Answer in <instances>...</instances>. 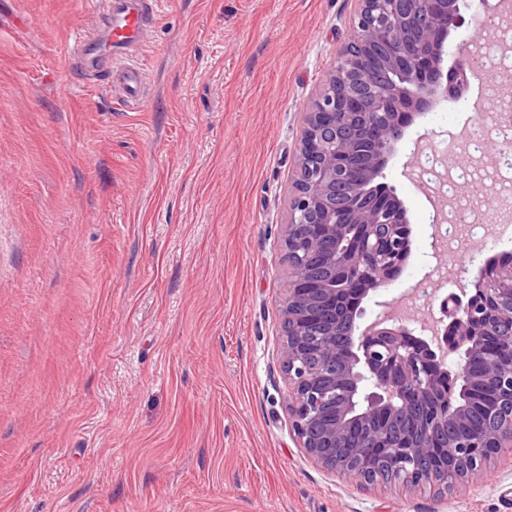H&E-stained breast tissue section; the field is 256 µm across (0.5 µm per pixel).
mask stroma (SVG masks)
Masks as SVG:
<instances>
[{
	"instance_id": "stroma-1",
	"label": "stroma",
	"mask_w": 512,
	"mask_h": 512,
	"mask_svg": "<svg viewBox=\"0 0 512 512\" xmlns=\"http://www.w3.org/2000/svg\"><path fill=\"white\" fill-rule=\"evenodd\" d=\"M90 0H0V512H512V471L359 485L299 448L281 373L304 112L354 0H160L136 105L69 64ZM468 106L407 131L454 144ZM385 171L411 255L364 299L452 291L431 205Z\"/></svg>"
}]
</instances>
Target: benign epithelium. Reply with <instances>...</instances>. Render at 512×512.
<instances>
[{"label": "benign epithelium", "instance_id": "benign-epithelium-1", "mask_svg": "<svg viewBox=\"0 0 512 512\" xmlns=\"http://www.w3.org/2000/svg\"><path fill=\"white\" fill-rule=\"evenodd\" d=\"M355 3L351 36L304 112L285 226L292 428L311 459L350 481L381 482L371 459L382 448L403 487L446 489L512 449V350L498 342L512 338V262L486 258L474 294L445 296L429 321L385 301L358 320L411 254L407 208L384 170L415 120L466 97L464 49L482 13L470 0ZM429 199L434 224L456 223L445 199ZM476 389L485 423L472 430Z\"/></svg>", "mask_w": 512, "mask_h": 512}]
</instances>
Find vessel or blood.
Returning a JSON list of instances; mask_svg holds the SVG:
<instances>
[{"mask_svg": "<svg viewBox=\"0 0 512 512\" xmlns=\"http://www.w3.org/2000/svg\"><path fill=\"white\" fill-rule=\"evenodd\" d=\"M95 16L92 29L76 45V66L82 74L101 75L106 88L120 87L126 102L136 103L143 73L122 55L143 43L154 24L152 0H110Z\"/></svg>", "mask_w": 512, "mask_h": 512, "instance_id": "vessel-or-blood-1", "label": "vessel or blood"}]
</instances>
